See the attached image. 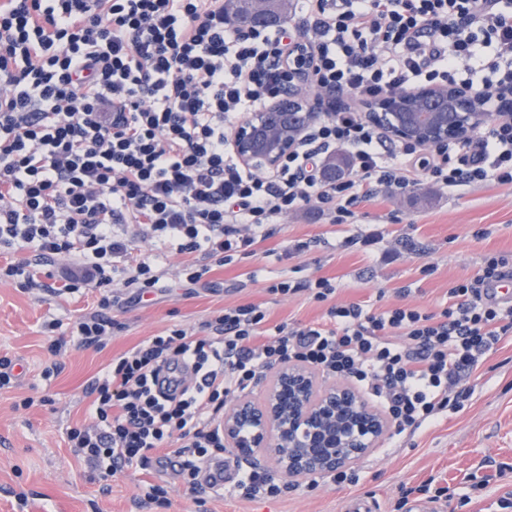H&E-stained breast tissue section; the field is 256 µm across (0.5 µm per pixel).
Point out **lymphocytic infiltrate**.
Instances as JSON below:
<instances>
[{
  "label": "lymphocytic infiltrate",
  "mask_w": 512,
  "mask_h": 512,
  "mask_svg": "<svg viewBox=\"0 0 512 512\" xmlns=\"http://www.w3.org/2000/svg\"><path fill=\"white\" fill-rule=\"evenodd\" d=\"M301 13L297 26L244 36L225 23L224 0H0V250L36 256L0 266V281L37 288L36 260L78 257L66 290L103 294L77 340L101 348L115 326V274L142 293L164 275L156 260L132 259L135 240L193 255L183 273L195 284L307 206L342 224L363 201L426 180L512 184V122L473 140L391 147L353 107L462 73L486 96L512 92V0H302ZM301 46L311 51L313 89L347 92L352 104L313 126L275 171L247 169L230 133L279 96ZM337 150L350 172L324 179V158ZM119 224L129 232L117 233ZM507 265L485 256L438 312L332 306L329 279L279 282L272 293L328 303V323L280 324L267 336L265 311L249 303L224 308L203 336L173 328L150 337L94 378L93 422L71 427L68 440L90 478L104 479L146 467L178 438L179 477L198 489L201 463L234 458L222 430L227 401L285 363L358 385L396 434L415 433L460 410L461 381L512 336V306L489 294ZM233 488L247 500L281 492L277 476L253 466L240 468Z\"/></svg>",
  "instance_id": "lymphocytic-infiltrate-1"
}]
</instances>
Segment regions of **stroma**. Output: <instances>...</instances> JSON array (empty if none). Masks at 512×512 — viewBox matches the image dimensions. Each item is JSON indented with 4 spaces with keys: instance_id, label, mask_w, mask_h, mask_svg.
<instances>
[{
    "instance_id": "obj_1",
    "label": "stroma",
    "mask_w": 512,
    "mask_h": 512,
    "mask_svg": "<svg viewBox=\"0 0 512 512\" xmlns=\"http://www.w3.org/2000/svg\"><path fill=\"white\" fill-rule=\"evenodd\" d=\"M369 235L373 244L359 246ZM299 240L310 242V250L285 257ZM489 252L512 259V185L452 192L426 181L360 204L343 224L313 207L291 213L255 254L235 255L195 285L180 275L190 256L176 253L164 262V288L140 297L114 282L119 304L109 314L117 327L101 350L77 346L72 336L78 319L95 311L99 289L63 294L0 283V357L17 363L15 384L0 389V512H344L350 498L371 500L375 512H408L400 504L403 491L430 478L449 489L440 512H512V504L500 505L512 501V342L469 379L462 410L412 436L386 434L354 463L358 482L343 488L306 477L269 500L247 501L230 491L217 498L150 468L124 470L105 484L88 479L66 439L67 428L92 421L86 389L93 378L148 337L175 326L202 335L216 312L244 303L268 310L269 330L324 322L326 304L307 293H271L284 279L329 278L339 303L437 312L449 304V284L475 274ZM51 336L65 347L60 372L47 379L44 345ZM25 398L32 407H22ZM147 482L167 488V506L144 501Z\"/></svg>"
}]
</instances>
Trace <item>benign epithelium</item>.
I'll return each mask as SVG.
<instances>
[{"instance_id":"7a95c632","label":"benign epithelium","mask_w":512,"mask_h":512,"mask_svg":"<svg viewBox=\"0 0 512 512\" xmlns=\"http://www.w3.org/2000/svg\"><path fill=\"white\" fill-rule=\"evenodd\" d=\"M229 23L243 34L265 26L258 10ZM310 79L309 68L297 69L281 97L241 121L230 145L243 166L274 170L300 146L330 98H309ZM365 109V118L395 140L421 146L465 139L494 117L512 119V112L491 113L474 94L452 84L386 93ZM223 428L224 443L237 455L263 451L278 473L297 478L350 466L379 443L389 420L351 384L325 385L313 369L284 364L260 401L244 396L224 411Z\"/></svg>"}]
</instances>
